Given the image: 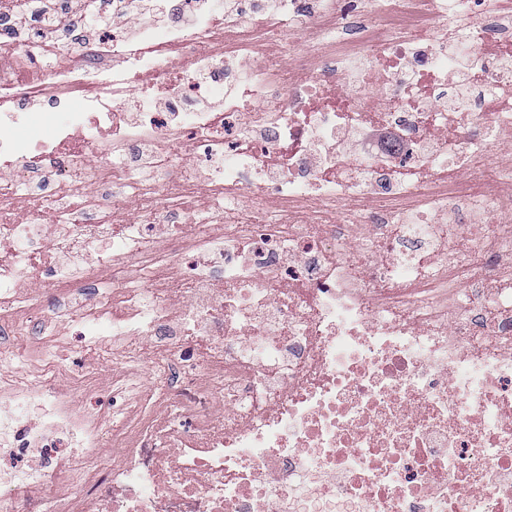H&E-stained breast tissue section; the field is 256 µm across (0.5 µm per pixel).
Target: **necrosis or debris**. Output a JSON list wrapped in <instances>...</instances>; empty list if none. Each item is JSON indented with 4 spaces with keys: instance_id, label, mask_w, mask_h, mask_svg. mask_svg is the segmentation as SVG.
Masks as SVG:
<instances>
[{
    "instance_id": "necrosis-or-debris-1",
    "label": "necrosis or debris",
    "mask_w": 512,
    "mask_h": 512,
    "mask_svg": "<svg viewBox=\"0 0 512 512\" xmlns=\"http://www.w3.org/2000/svg\"><path fill=\"white\" fill-rule=\"evenodd\" d=\"M239 2L0 0V512H512V0Z\"/></svg>"
}]
</instances>
